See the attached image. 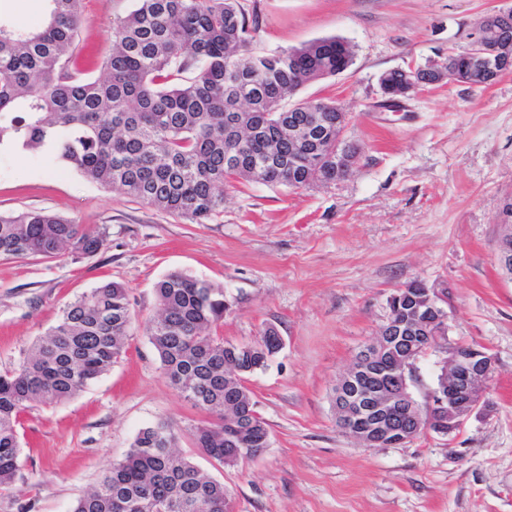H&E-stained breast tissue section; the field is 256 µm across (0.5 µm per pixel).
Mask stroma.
<instances>
[{"label": "stroma", "mask_w": 512, "mask_h": 512, "mask_svg": "<svg viewBox=\"0 0 512 512\" xmlns=\"http://www.w3.org/2000/svg\"><path fill=\"white\" fill-rule=\"evenodd\" d=\"M256 47L338 37L354 50L343 74L304 86L348 112L362 154L351 176L291 190L239 180L224 211L191 224L101 188L47 150L0 148V212L46 210L108 245L93 255L0 257V370L98 285L129 290L132 323L111 370L64 402L21 417V470L0 512H71L122 459L138 432L165 421L177 450L223 483L233 512H512V282L496 248L512 201V72L483 89L441 84L384 102L388 70L446 59L501 0H242ZM134 0H83L71 55L102 76L112 22ZM183 271L221 288L228 309L214 335L256 340L275 326L283 348L247 385L270 444L226 466L195 447L208 416L175 390L147 334L156 285ZM447 289L450 338L483 348L494 371L479 406L451 434L367 447L336 426L332 391L377 336L388 299L411 281Z\"/></svg>", "instance_id": "obj_1"}]
</instances>
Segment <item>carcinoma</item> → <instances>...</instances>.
<instances>
[{
	"label": "carcinoma",
	"instance_id": "obj_1",
	"mask_svg": "<svg viewBox=\"0 0 512 512\" xmlns=\"http://www.w3.org/2000/svg\"><path fill=\"white\" fill-rule=\"evenodd\" d=\"M43 24L24 29L0 17V146L48 147L59 162L102 188L192 224L224 211V184L257 180L307 189L336 167L300 149L288 159L289 112L283 106L312 75L334 77L353 64L352 47L332 37L312 46L256 50L257 27L238 0H135L113 21L106 76L71 68L82 0H45ZM293 57H288V54ZM451 68L487 85L463 49ZM321 131L335 132L336 101L318 102ZM107 245L92 230L56 214H0V255H89ZM398 319L423 302L419 281L406 285ZM147 333L170 384L212 421L194 429L195 444L234 466L268 448L269 431L247 377L266 369L281 338L264 330L235 344L212 335L228 308L224 290L172 271L156 286ZM132 322L127 288L106 282L67 304L56 325L0 372V493L20 471L19 418L34 403L52 405L81 392L112 368ZM167 422L141 430L72 512H231L224 485L176 451Z\"/></svg>",
	"mask_w": 512,
	"mask_h": 512
}]
</instances>
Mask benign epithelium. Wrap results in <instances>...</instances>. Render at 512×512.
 <instances>
[{"instance_id":"1","label":"benign epithelium","mask_w":512,"mask_h":512,"mask_svg":"<svg viewBox=\"0 0 512 512\" xmlns=\"http://www.w3.org/2000/svg\"><path fill=\"white\" fill-rule=\"evenodd\" d=\"M510 13L512 3L507 0L505 6L483 15L473 27L467 48L478 62L486 63L497 53H509L512 46L500 41L493 44L491 39L502 19ZM447 68V62L433 60L424 66L410 64L399 69L404 90L397 97H387V101L398 102L420 87L441 82L448 77ZM347 121L348 112L342 109L336 116V134L329 140L318 138L312 125L293 127L289 140L297 145L309 144L314 155L332 160L336 172L346 176L360 156L358 145L344 139ZM504 228L497 246V261L502 273L512 279V223ZM426 297L430 307L437 311V319L429 325L408 324L394 319L398 294H393L379 336L360 349L354 364L339 379L334 393L337 425L345 432L358 433V439L366 445L385 446L389 438L404 434L413 439L429 429L434 423L433 413L441 409L448 414V432L458 430L480 404L482 387L492 376L493 361L487 352L450 340L442 343V351L448 354L443 378L447 389L431 391L423 403L416 399V368L426 353L417 343L416 335L450 333V314L439 309L433 289L426 288ZM378 375L388 376L394 386L389 390H365L364 382Z\"/></svg>"}]
</instances>
